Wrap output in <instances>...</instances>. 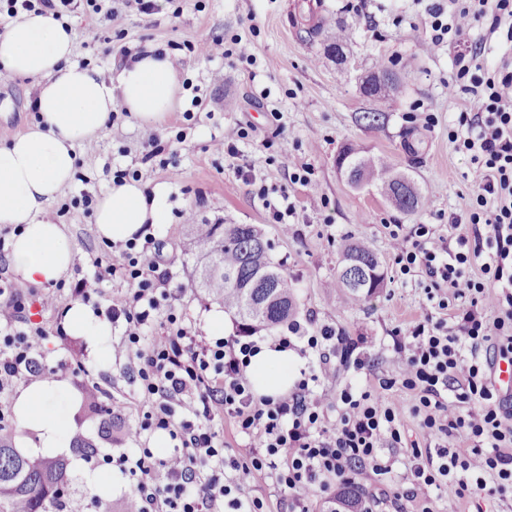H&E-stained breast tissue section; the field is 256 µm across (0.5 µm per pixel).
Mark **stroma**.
Returning <instances> with one entry per match:
<instances>
[{
    "mask_svg": "<svg viewBox=\"0 0 512 512\" xmlns=\"http://www.w3.org/2000/svg\"><path fill=\"white\" fill-rule=\"evenodd\" d=\"M296 0H155L156 11L147 15L114 0L127 11L123 45L130 50L177 49L184 64L178 71L179 103L163 120L144 124L130 113L116 112L100 133L96 153L77 148L72 183L45 207L60 224L75 252L71 272L58 285L59 303L40 311L39 319L63 326L66 311L75 304L72 288L82 279L92 280L90 259L119 255L123 244L100 239L95 212L85 208V197L99 198L113 186V174L125 169L138 173L141 183L167 189L168 222L150 226L147 236L162 241L163 267L175 279L192 277L196 255L189 245L188 224H254L272 246L295 287V322L314 315L317 325L336 329L344 338L345 358L320 363L316 352L302 354L303 371H317V389L328 407H336L341 392L353 395L373 389L379 381L390 382L386 396L400 409L397 426L402 441L384 448L380 457L392 471L381 480L366 472L350 475L353 485L367 497H380L383 512H512V481L500 490L487 492L447 483L409 491L402 475L412 452L433 451L434 443L423 436L411 410L417 399L401 387L404 368L392 351V337L436 315L420 277L398 278L389 245V228L411 236L416 225L434 228L438 245H454L470 225L451 227L449 215L469 211L473 185L478 177L469 154L448 144V132L456 128L460 113L472 112L470 95L449 93L448 82L456 74L454 49L442 43L428 55L416 45L425 35L428 10L447 5L448 0H365L363 10L350 0H323L327 11L349 27L346 64L329 59L321 40L301 39L292 23ZM63 18L73 28L75 63H88L103 77H112L120 66L115 56H102L99 42L111 29L88 6L64 10ZM220 36L250 42L252 58L208 60L192 53L191 45ZM390 66L400 77L403 94L389 103L366 98L361 79L379 64ZM36 91L33 79L14 78L0 85V143L25 133L38 121L31 103ZM377 110L385 115L383 125L367 128L357 123L359 113ZM425 112L432 121L423 131L419 155L403 148L401 133L411 127L414 114ZM244 132L238 143L244 159L254 165L258 178L269 191V200L288 198L295 206L286 235L256 194L227 167L211 141ZM166 143V151L147 158L149 138ZM350 143L372 154L389 155L398 170L408 173L426 197L425 207L413 215L389 205L373 188L351 187L336 168V156ZM297 159L308 171V183L293 181L289 159ZM367 241L377 253L385 280L374 297L343 302L326 293L323 284L332 279L341 262L345 240ZM98 345L80 336L52 335L45 343L48 362L76 359L80 371L68 375L73 391L99 384L106 395L124 400L127 410L112 426L111 440L98 436V417L72 418L70 436L95 441L112 450L111 458L90 461L63 455L69 460L67 496L75 512H96L95 498L111 502L119 512L132 479L120 470L119 456L133 445L163 452L169 448L167 434L157 433L134 440L132 426L140 414L138 387L128 376L127 360L97 361ZM110 480L102 494L88 488L86 474Z\"/></svg>",
    "mask_w": 512,
    "mask_h": 512,
    "instance_id": "obj_1",
    "label": "stroma"
}]
</instances>
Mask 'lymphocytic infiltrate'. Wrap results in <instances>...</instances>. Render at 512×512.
<instances>
[{
	"instance_id": "1",
	"label": "lymphocytic infiltrate",
	"mask_w": 512,
	"mask_h": 512,
	"mask_svg": "<svg viewBox=\"0 0 512 512\" xmlns=\"http://www.w3.org/2000/svg\"><path fill=\"white\" fill-rule=\"evenodd\" d=\"M418 50L427 54L443 42L456 49L457 77H469L466 91L477 103L474 114L460 113L449 141L480 165L475 183L479 211L453 216V224H474L472 236L459 237L448 252L435 246L430 225H418L415 241L390 234L393 261L401 275L419 273L434 289L471 296L474 306L456 322L439 317L393 338V351L405 368L402 385L415 392L413 410L427 437L441 439L434 459H412L405 480L433 484L435 476L460 486H485L487 474L512 479V402L494 398L489 359L512 353V62L483 67V43L467 34L473 22L490 18V32L512 43V0H469L455 10L434 5ZM162 247L153 238L127 242L119 257L95 259L96 283L124 279L125 299L109 305L106 319L121 330V354L133 361L139 383L141 418L133 435L167 433L173 442L163 455L134 449L128 472L134 484L126 512H262L256 476L266 473L287 491L286 512H311L310 492L335 493L348 470L381 476L388 468L378 456L385 443H399V409L382 394L344 392L337 419H330L312 388L318 375L301 379L292 392L258 396L246 374L256 341L241 336L214 338L175 312V300L191 289L162 270ZM479 276H471L472 267ZM47 327L32 321L16 296L0 297V394L28 377L51 374L65 379L71 363L48 365L43 344ZM464 389L475 411H463L449 390ZM240 436L224 450V419ZM481 437L492 455L461 445Z\"/></svg>"
}]
</instances>
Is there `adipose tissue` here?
I'll return each instance as SVG.
<instances>
[{
    "instance_id": "ef3b65f1",
    "label": "adipose tissue",
    "mask_w": 512,
    "mask_h": 512,
    "mask_svg": "<svg viewBox=\"0 0 512 512\" xmlns=\"http://www.w3.org/2000/svg\"><path fill=\"white\" fill-rule=\"evenodd\" d=\"M74 32L52 15L26 13L0 35V69L35 79L41 120L8 144L0 145V226L15 227L7 264L21 280L39 286L56 283L73 267L74 249L61 225L45 220V205L75 175L77 147L94 142L116 107L144 123L161 120L177 99V70L170 59L147 56L121 67L112 80L71 60ZM161 188L137 182L113 187L99 198L96 233L111 243L131 240L144 225L166 223ZM70 335L103 343L111 324L86 306L65 315ZM301 364L291 350L271 342L259 345L247 373L259 395L287 392ZM72 399L64 382L45 379L21 388L15 413L19 447L52 454L67 448ZM36 439H29V432Z\"/></svg>"
}]
</instances>
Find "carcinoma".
<instances>
[{
	"label": "carcinoma",
	"mask_w": 512,
	"mask_h": 512,
	"mask_svg": "<svg viewBox=\"0 0 512 512\" xmlns=\"http://www.w3.org/2000/svg\"><path fill=\"white\" fill-rule=\"evenodd\" d=\"M293 24L306 39L324 37L328 53L336 62H346L347 29L322 8L321 0H299ZM367 83L363 90L370 97L395 101L402 93L396 74L384 64L370 74ZM402 138L405 151L419 153L423 138L418 127L407 128ZM337 168L354 187L377 185L382 197L406 214L417 213L425 203L408 175L394 171L383 155H365L361 148L350 146L339 154ZM189 236L198 257L194 289L223 304L240 320L242 332L270 330L293 315L291 281L269 256L270 244L255 225L192 224ZM342 263L334 286L349 299L371 296L384 281L377 254L362 241L344 246ZM68 486L61 461H32L0 442V512H50ZM334 503L331 512H367L359 491L351 485L336 493Z\"/></svg>",
	"instance_id": "obj_1"
}]
</instances>
